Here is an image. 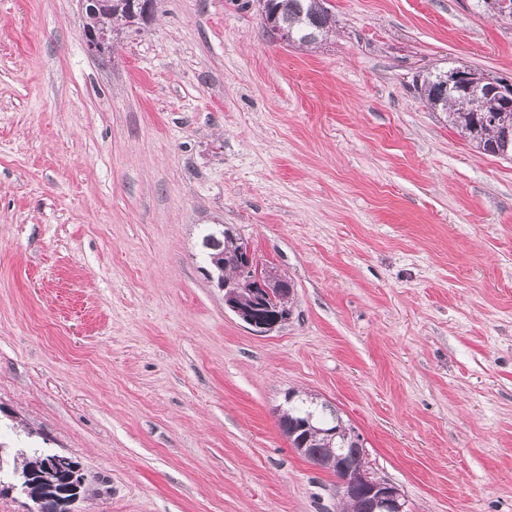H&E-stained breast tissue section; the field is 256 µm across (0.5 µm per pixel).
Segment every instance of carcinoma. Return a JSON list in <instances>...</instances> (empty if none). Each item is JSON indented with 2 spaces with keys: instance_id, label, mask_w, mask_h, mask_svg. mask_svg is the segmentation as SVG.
<instances>
[{
  "instance_id": "carcinoma-1",
  "label": "carcinoma",
  "mask_w": 512,
  "mask_h": 512,
  "mask_svg": "<svg viewBox=\"0 0 512 512\" xmlns=\"http://www.w3.org/2000/svg\"><path fill=\"white\" fill-rule=\"evenodd\" d=\"M130 2L103 0V6L98 11L86 15L84 31H116L140 23L142 17L138 11L131 9ZM262 9L269 20L265 24L266 32L272 36L277 27L286 30L290 43L294 45L310 46L323 41L333 31L335 24L329 0H264ZM446 75L445 70L429 73L417 87L419 96L432 110L445 114L448 126L473 147L512 160V83L507 84L503 78L491 77L472 68L468 80L446 88L443 83ZM243 244L244 238L227 228H209L201 239L205 261L222 271L224 277L235 278L243 273L253 276L260 274L276 285L286 283L275 271L265 266L259 267L257 261L250 269H245L241 263ZM289 395L294 400L279 420L283 432L305 422L308 415H314L310 427L294 436L296 440L306 435L310 437L305 459L311 462L325 456L332 447L345 448V453L353 461L363 454L365 448L358 437L345 442L338 439L333 443L319 434L320 429L334 421H341L331 405L319 404L314 398H303L293 391ZM15 455L25 457L23 466L13 470L19 480L28 473L43 470L49 460V455L36 451L27 457L23 448L17 449ZM52 485L51 481L33 485L29 490L31 499L39 501L41 512H66V505L61 503Z\"/></svg>"
}]
</instances>
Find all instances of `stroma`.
<instances>
[{"label":"stroma","instance_id":"1","mask_svg":"<svg viewBox=\"0 0 512 512\" xmlns=\"http://www.w3.org/2000/svg\"><path fill=\"white\" fill-rule=\"evenodd\" d=\"M156 0L90 56L77 0H0V442L79 460L70 512H338L279 426L336 408L410 512H512V161L429 111L428 69L512 80L483 0ZM294 288L254 333L207 225ZM267 19L266 32L274 36L276 27L287 30L280 33L282 41L300 46L315 45L333 31L335 20L329 0H263ZM262 11L265 20L266 14ZM290 35V41L288 40ZM243 244L244 238L242 236L233 233L228 228H218V224H215L214 228H208L201 239L205 261L214 268H218V273L222 271L224 274V276L220 277L217 285L218 288L224 291L225 305L247 324L253 332L267 334L282 324L284 320L288 319L290 298L288 297V299L280 302L288 308L287 310L267 303L266 293L270 291L268 288H275L273 285L269 287L258 282L257 286H255L249 279L224 283V278H236L243 273L253 275V277L258 275L260 264L255 256H253V266L249 270L246 271L241 263L240 256ZM240 290L250 292L252 295H257L264 300L267 313L260 316L253 311L241 309L235 303V297Z\"/></svg>","mask_w":512,"mask_h":512}]
</instances>
